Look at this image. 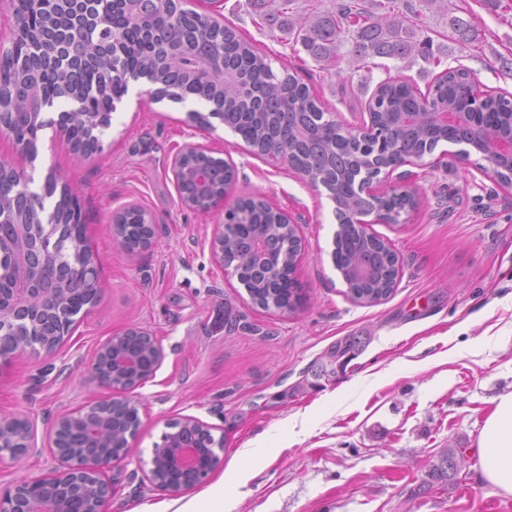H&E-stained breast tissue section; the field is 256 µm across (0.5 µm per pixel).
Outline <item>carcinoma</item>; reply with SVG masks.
<instances>
[{
    "instance_id": "carcinoma-1",
    "label": "carcinoma",
    "mask_w": 512,
    "mask_h": 512,
    "mask_svg": "<svg viewBox=\"0 0 512 512\" xmlns=\"http://www.w3.org/2000/svg\"><path fill=\"white\" fill-rule=\"evenodd\" d=\"M292 0H283V9L267 10L260 14L261 23L288 32L292 40L317 62L334 63L341 48L352 43L353 59L365 62L374 58H388L401 62L421 57L428 63H441L435 57L429 38L419 39L413 28V19L419 16L418 6L438 5L451 10L447 0H385L382 13L367 11L355 0H336V10L314 13L302 21L288 14ZM173 10L183 15L180 23L163 25L162 40L179 48V56L155 51L153 35L131 18L127 3L113 4L109 0H97L94 10L106 26L102 36L118 34L112 44L110 69L80 76L72 85L60 78L40 75L43 104L72 103L82 101L87 111L69 114L72 124V149L75 152L92 147L97 135L111 126L114 107L111 102L127 91L126 79L130 76L145 78L159 85L161 98L182 102L197 99L210 106L209 113H190V119L201 127L211 126L209 118L219 119L261 155L273 153L275 143H290L288 153L281 157L298 171L306 172L311 181L325 187L336 204L338 224L333 260L341 271L352 260L369 252L368 246L377 243L366 238L350 223L353 215L363 213L374 204L356 190V181L368 179L384 169L395 167L412 157L431 153L440 142L467 145L473 141L468 129L434 126L426 119L408 125L402 117L428 112H477L479 124L512 134V101L503 94H489L478 109H473L474 77L462 67L448 68L437 76L427 91H422L410 80L387 78L379 82L369 100L368 111L375 114L377 132L363 140L345 135V128L336 121L333 113L320 99L313 96L307 84L300 81L298 73L282 66L273 68L268 55L258 51L237 31L218 22L201 20L197 12L188 13L172 4ZM448 26L457 40L463 44L477 39L472 20L448 14ZM223 50L224 82H217L193 75L198 57L212 50ZM46 52L41 39H18L17 51L0 50V84H15L21 72L40 70ZM110 81L109 93L98 92L96 87ZM0 121L27 136L35 143L38 130L30 117L21 110L5 112ZM197 167L210 170L212 195L224 192V183L232 178L224 162L216 161L207 154L189 158ZM60 193L54 204L46 200ZM35 196L41 207L56 216L57 222L44 227L46 238L56 242L50 251L47 269L59 282L60 291L44 301L45 316L51 327L45 335L56 336L62 323L72 327L74 316L84 306L99 299L97 290L79 292L81 284L74 278L81 274L96 282L99 270L94 253L86 236V224L80 207L71 192L57 189V177L51 173L46 178L43 193L22 187L10 179L0 178V292L8 294L15 286L18 273L17 254L22 249L15 224L12 223V205L27 200V194ZM416 198L397 190L380 204V217L386 224H396L401 212L414 207ZM122 246L128 250L138 248L143 238H152L154 229L145 210L126 208L116 217ZM229 224H243L244 231L236 234L229 246L240 253L247 252L246 239L257 230L268 239V245L278 255L285 253L288 232L279 227L283 217L270 209L260 198H247L237 204L230 213ZM377 262V279L354 289L357 300L377 303L389 296L380 287L390 277L391 253H374ZM244 279L260 308L280 310L289 303L293 288L288 278L270 283L245 268ZM21 332L8 321H0V355L9 358L17 345ZM359 338L352 337L336 343L333 357L342 368L355 355ZM455 449L445 448L429 470V481L448 483L454 477L447 465Z\"/></svg>"
}]
</instances>
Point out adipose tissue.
<instances>
[{"instance_id":"ef3b65f1","label":"adipose tissue","mask_w":512,"mask_h":512,"mask_svg":"<svg viewBox=\"0 0 512 512\" xmlns=\"http://www.w3.org/2000/svg\"><path fill=\"white\" fill-rule=\"evenodd\" d=\"M478 448L482 477L512 493V391L498 396L496 409L480 432Z\"/></svg>"}]
</instances>
